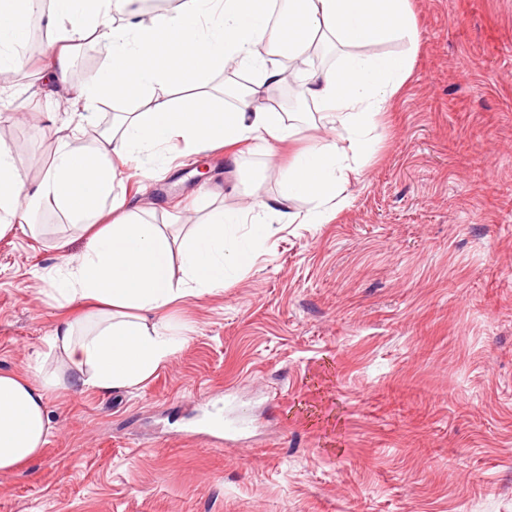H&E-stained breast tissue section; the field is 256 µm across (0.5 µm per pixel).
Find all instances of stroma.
Segmentation results:
<instances>
[{
	"label": "stroma",
	"mask_w": 512,
	"mask_h": 512,
	"mask_svg": "<svg viewBox=\"0 0 512 512\" xmlns=\"http://www.w3.org/2000/svg\"><path fill=\"white\" fill-rule=\"evenodd\" d=\"M410 78L383 114L348 203L325 224H282L223 292L167 312L185 341L126 390L48 393L41 455L0 474V512H512V0H411ZM39 0L19 69L0 71V141L27 186L71 118L39 94ZM105 56L77 41L69 80ZM294 140L167 148L116 190L156 224L190 225L252 192L279 196L298 150L331 134L302 100ZM0 237V372L33 362L78 305L40 272L85 245L58 211ZM240 437L212 447L203 414Z\"/></svg>",
	"instance_id": "1"
}]
</instances>
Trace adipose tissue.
Returning a JSON list of instances; mask_svg holds the SVG:
<instances>
[{"instance_id":"ef3b65f1","label":"adipose tissue","mask_w":512,"mask_h":512,"mask_svg":"<svg viewBox=\"0 0 512 512\" xmlns=\"http://www.w3.org/2000/svg\"><path fill=\"white\" fill-rule=\"evenodd\" d=\"M270 0H182L172 11L138 20L131 0H52L46 25L55 33L46 68L58 85L68 80L76 40L94 37L107 63L76 91L78 121L104 99L135 102L94 138H62L34 188L0 142V236L31 226L46 206L61 210L86 236L84 250L48 277L47 295L61 305L91 301L95 319L59 323L46 340L61 364L58 373L28 378L0 372V473L36 459L51 430L45 398L71 388H133L177 351L166 311L188 296L223 291L250 266L279 224H324L348 203L346 187L359 168L348 154L367 153L377 120L409 79L420 40L410 0H288L272 27ZM34 0H0V69H17L16 48L27 36ZM124 24H109L112 13ZM399 41L405 52L377 53ZM343 50L339 65L306 71L303 93L335 113L336 139L299 153L280 175L281 197H256L246 210L214 211L179 234L126 207L114 192L118 161L137 160L145 175L163 162L162 148L180 141L197 151L252 139L267 145L297 134L295 124L264 103L283 72L274 60L306 62L324 43ZM247 69L250 86L232 101L216 95L213 78L224 69ZM182 86L180 101L163 97ZM291 199L309 203L288 210Z\"/></svg>"}]
</instances>
